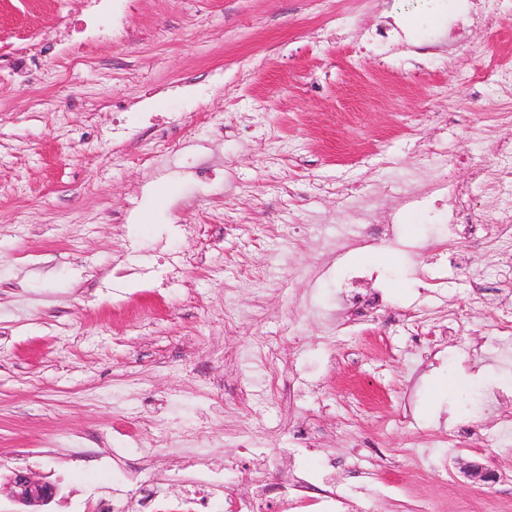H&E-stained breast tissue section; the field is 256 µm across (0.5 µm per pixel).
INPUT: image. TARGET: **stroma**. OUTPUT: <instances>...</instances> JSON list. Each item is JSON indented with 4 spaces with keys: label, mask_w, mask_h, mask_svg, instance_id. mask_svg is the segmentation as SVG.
<instances>
[{
    "label": "stroma",
    "mask_w": 512,
    "mask_h": 512,
    "mask_svg": "<svg viewBox=\"0 0 512 512\" xmlns=\"http://www.w3.org/2000/svg\"><path fill=\"white\" fill-rule=\"evenodd\" d=\"M440 3L125 0L75 62L82 0H0V67L40 57L0 83L1 475L90 512L162 450L160 512L194 455L246 503L262 468L334 480L340 512H512V455L443 446L512 415V228L474 174L512 143V0Z\"/></svg>",
    "instance_id": "35a3bbf8"
}]
</instances>
